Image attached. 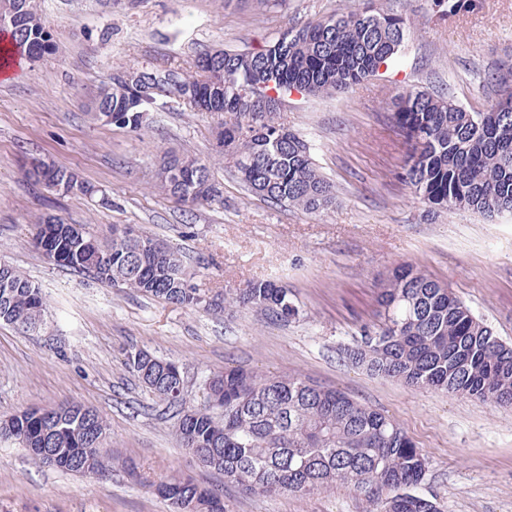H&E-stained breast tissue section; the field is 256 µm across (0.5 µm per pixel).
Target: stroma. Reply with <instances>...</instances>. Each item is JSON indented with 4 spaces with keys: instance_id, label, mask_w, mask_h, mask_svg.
<instances>
[{
    "instance_id": "obj_1",
    "label": "stroma",
    "mask_w": 512,
    "mask_h": 512,
    "mask_svg": "<svg viewBox=\"0 0 512 512\" xmlns=\"http://www.w3.org/2000/svg\"><path fill=\"white\" fill-rule=\"evenodd\" d=\"M364 6L414 20L398 66L350 92L295 94L284 106L285 122L336 188L321 214L251 195L221 163L212 175L222 201L190 207L155 190L157 154L211 156L221 116L167 98L136 133L88 112L99 81L126 69L189 71L207 50H252L269 35ZM39 7L62 51L23 61L0 79V261L39 285L50 312L37 335L0 324V418L78 402L108 421L109 455L157 478L190 476L220 494L229 512H364L366 491L344 485L284 497L225 482L181 447L170 413L125 361L145 349L177 362L194 400L214 371L291 374L400 424L427 462L412 492L441 512H512V406L375 377L349 358L363 331L382 326L381 282L401 264L447 284L512 344V215L489 221L417 198L402 178L409 144L391 112L396 95L421 87L485 109L495 97L490 74L512 72V0H474L445 20L430 0H282L262 13L242 0H39ZM32 158L76 170L109 205L46 189L28 173ZM40 215L103 236L118 226L164 240L203 290L280 282L301 313L287 322L251 309L205 313L96 282L33 248ZM169 510L125 472L81 478L34 465L0 440V512Z\"/></svg>"
}]
</instances>
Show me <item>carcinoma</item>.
I'll return each mask as SVG.
<instances>
[{
	"label": "carcinoma",
	"mask_w": 512,
	"mask_h": 512,
	"mask_svg": "<svg viewBox=\"0 0 512 512\" xmlns=\"http://www.w3.org/2000/svg\"><path fill=\"white\" fill-rule=\"evenodd\" d=\"M469 6L467 0H432L441 19ZM413 19L367 6L312 21L268 38L257 51L218 49L200 54L194 70L148 72V92L136 100L116 79L103 80L89 103L92 118L111 112L117 127L137 131L158 98L176 85L203 91L206 103L186 102L193 112L224 115L218 151L209 161L164 151L154 188L192 205L221 201L211 162L228 161L247 190L273 204L318 214L335 200L308 142L282 121L280 110H261V98L297 94L334 96L395 65ZM0 31L29 59L61 53L36 0H0ZM498 98L473 112L453 96L406 90L392 101L397 127L411 143L403 179L431 206L492 217L512 214V84L492 78ZM35 247L58 266L93 279L186 308L210 310L199 288H181L182 255L131 231L100 238L87 224L74 228L37 217ZM223 308H249L280 321L299 315L294 294L271 280L217 294ZM381 331L361 337L352 361L407 385L512 403V346L496 338L447 285L400 265L383 279ZM41 289L14 266L0 263V323L24 332L46 325ZM126 365L146 391L178 416L175 434L205 467L224 480L263 495H304L338 483L373 487L366 512H440L436 502L408 492L420 482L426 460L393 420L344 393L294 375L265 377L242 368L217 371L205 383L203 401L188 403L177 363L145 350L127 354ZM109 426L97 411L77 402L29 407L0 419V439L22 445L35 465L103 479L114 470L136 472L133 463L102 452ZM140 482L177 512H215L219 494L190 478L171 475Z\"/></svg>",
	"instance_id": "carcinoma-1"
}]
</instances>
